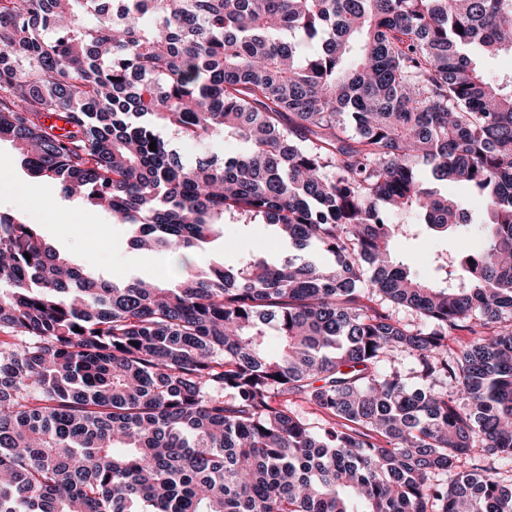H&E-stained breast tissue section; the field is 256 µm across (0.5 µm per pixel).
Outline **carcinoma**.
<instances>
[{"label":"carcinoma","mask_w":512,"mask_h":512,"mask_svg":"<svg viewBox=\"0 0 512 512\" xmlns=\"http://www.w3.org/2000/svg\"><path fill=\"white\" fill-rule=\"evenodd\" d=\"M510 54L512 0H0L32 175L136 250L264 223L331 256L111 283L0 211V512H512L475 463L512 456V74L479 64ZM448 181L481 246L421 279L392 244L472 222ZM177 147L189 159L193 156L201 155L210 151H216L220 154H236L243 151V146L238 141L224 142L222 140L200 143V144H182L178 143Z\"/></svg>","instance_id":"1"}]
</instances>
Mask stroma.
<instances>
[{
	"instance_id": "35a3bbf8",
	"label": "stroma",
	"mask_w": 512,
	"mask_h": 512,
	"mask_svg": "<svg viewBox=\"0 0 512 512\" xmlns=\"http://www.w3.org/2000/svg\"><path fill=\"white\" fill-rule=\"evenodd\" d=\"M39 197L51 200V213L34 209L33 203ZM463 202L475 222L481 219L482 214L474 199L467 196ZM78 209L87 210L90 219L75 234L69 230L68 213ZM0 210L40 224L41 233L50 244L75 262L89 263L102 279L127 281L161 273L169 279L174 276L170 253L146 255L130 248L125 226L113 220L110 213L66 197L60 184L31 176L22 167L17 151L7 142L0 143ZM475 222L464 229L458 240L431 236L401 238L393 244L395 257L419 276L431 277L433 258L437 253L454 251L461 246L470 248L478 243ZM228 237L235 239L236 249H225L224 240ZM243 253L276 263L299 252L288 241L278 238L275 226L229 225L225 228L224 238L215 239L191 254L190 266L195 269L221 262L232 267Z\"/></svg>"
}]
</instances>
